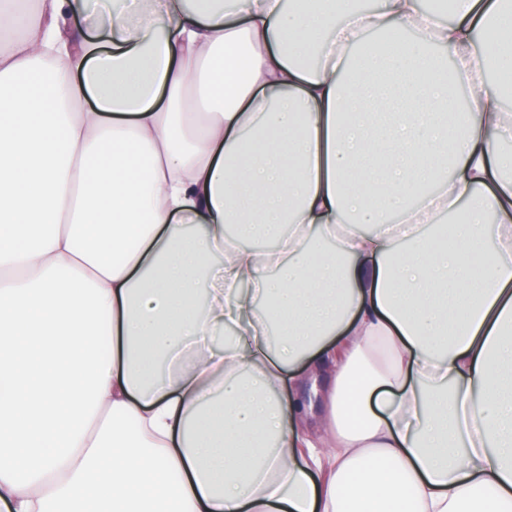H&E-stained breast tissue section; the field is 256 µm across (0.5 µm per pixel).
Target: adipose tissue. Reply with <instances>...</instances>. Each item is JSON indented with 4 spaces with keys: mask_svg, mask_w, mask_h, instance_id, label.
<instances>
[{
    "mask_svg": "<svg viewBox=\"0 0 512 512\" xmlns=\"http://www.w3.org/2000/svg\"><path fill=\"white\" fill-rule=\"evenodd\" d=\"M187 2L0 0V512H512V0Z\"/></svg>",
    "mask_w": 512,
    "mask_h": 512,
    "instance_id": "adipose-tissue-1",
    "label": "adipose tissue"
}]
</instances>
